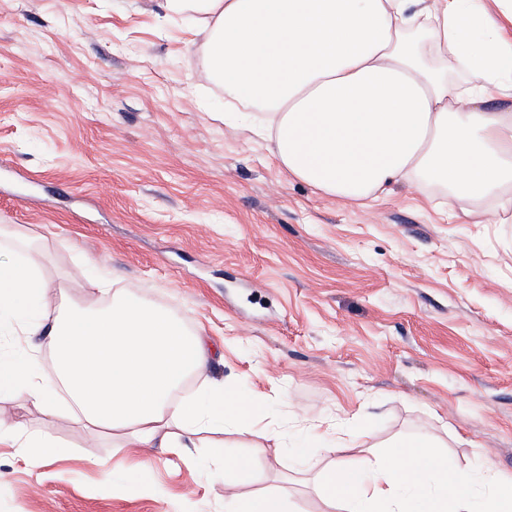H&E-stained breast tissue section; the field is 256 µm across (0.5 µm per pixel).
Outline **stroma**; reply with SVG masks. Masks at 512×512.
<instances>
[{
  "mask_svg": "<svg viewBox=\"0 0 512 512\" xmlns=\"http://www.w3.org/2000/svg\"><path fill=\"white\" fill-rule=\"evenodd\" d=\"M160 0H0V225L22 226L56 283L104 274L203 329L264 419L184 456L125 449L21 395L0 423L63 441L38 470L0 446V512H224L211 444L256 458L239 485L287 512H332L269 430L352 423L378 453L426 433L460 470L512 479V223L402 184L361 207L289 178L266 143L217 119L224 89L191 18Z\"/></svg>",
  "mask_w": 512,
  "mask_h": 512,
  "instance_id": "stroma-1",
  "label": "stroma"
}]
</instances>
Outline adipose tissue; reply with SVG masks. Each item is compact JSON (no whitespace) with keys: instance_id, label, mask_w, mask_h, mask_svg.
<instances>
[{"instance_id":"ef3b65f1","label":"adipose tissue","mask_w":512,"mask_h":512,"mask_svg":"<svg viewBox=\"0 0 512 512\" xmlns=\"http://www.w3.org/2000/svg\"><path fill=\"white\" fill-rule=\"evenodd\" d=\"M192 13L227 103L289 177L349 202L391 186H434L465 209L512 213V35L471 0H164ZM24 231L0 226V335L26 349L0 360V395L25 394L118 448L181 454L206 429L250 434L260 413L209 375L210 340L170 310L94 280L96 299L56 305ZM199 386L186 390L188 379ZM361 430L313 432L334 454L321 493L335 512H512V481L463 473L427 434L355 453ZM38 468L62 443L17 423L0 446Z\"/></svg>"}]
</instances>
